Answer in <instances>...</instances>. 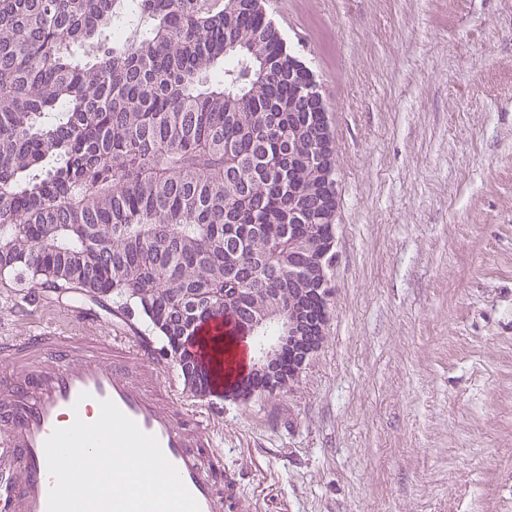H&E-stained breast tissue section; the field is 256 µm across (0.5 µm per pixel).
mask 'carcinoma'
<instances>
[{
    "instance_id": "cac0c4a2",
    "label": "carcinoma",
    "mask_w": 512,
    "mask_h": 512,
    "mask_svg": "<svg viewBox=\"0 0 512 512\" xmlns=\"http://www.w3.org/2000/svg\"><path fill=\"white\" fill-rule=\"evenodd\" d=\"M128 15L137 32L104 43ZM326 112L261 0H0L5 258L44 288L132 289L165 341L221 315L319 336L338 195ZM205 288L224 304L182 302ZM275 357L281 389L296 372ZM267 381L260 363L239 395Z\"/></svg>"
}]
</instances>
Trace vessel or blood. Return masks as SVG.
Returning a JSON list of instances; mask_svg holds the SVG:
<instances>
[{
  "instance_id": "vessel-or-blood-1",
  "label": "vessel or blood",
  "mask_w": 512,
  "mask_h": 512,
  "mask_svg": "<svg viewBox=\"0 0 512 512\" xmlns=\"http://www.w3.org/2000/svg\"><path fill=\"white\" fill-rule=\"evenodd\" d=\"M238 327L220 319L199 327L189 351L211 365V381L223 379L214 368L213 339ZM0 357L10 367L0 380V512H47V438L104 400L157 438L200 512H250L224 475L204 416L183 412L179 375L163 373L144 339L39 332L0 342Z\"/></svg>"
}]
</instances>
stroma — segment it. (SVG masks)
I'll list each match as a JSON object with an SVG mask.
<instances>
[{
  "mask_svg": "<svg viewBox=\"0 0 512 512\" xmlns=\"http://www.w3.org/2000/svg\"><path fill=\"white\" fill-rule=\"evenodd\" d=\"M338 189L327 322L287 389L187 393L256 512H512V0H277ZM151 337L0 281V338Z\"/></svg>",
  "mask_w": 512,
  "mask_h": 512,
  "instance_id": "obj_1",
  "label": "stroma"
}]
</instances>
